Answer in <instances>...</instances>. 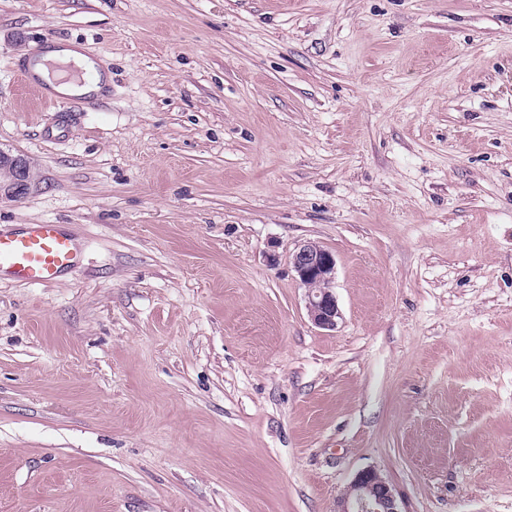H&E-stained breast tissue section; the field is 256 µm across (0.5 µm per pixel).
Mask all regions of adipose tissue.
I'll return each mask as SVG.
<instances>
[{"label":"adipose tissue","mask_w":512,"mask_h":512,"mask_svg":"<svg viewBox=\"0 0 512 512\" xmlns=\"http://www.w3.org/2000/svg\"><path fill=\"white\" fill-rule=\"evenodd\" d=\"M70 63L91 71L94 75L93 81L80 84L61 80L59 72L55 70L56 65ZM32 70L47 88L62 96H98L111 82L108 69L102 63L91 59L75 42L60 43L47 49L34 62Z\"/></svg>","instance_id":"1"}]
</instances>
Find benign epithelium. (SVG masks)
I'll return each mask as SVG.
<instances>
[{"label":"benign epithelium","mask_w":512,"mask_h":512,"mask_svg":"<svg viewBox=\"0 0 512 512\" xmlns=\"http://www.w3.org/2000/svg\"><path fill=\"white\" fill-rule=\"evenodd\" d=\"M31 185L28 161L21 155L0 151V197H14L19 188ZM292 266L302 284L309 288L307 310L312 322L334 329L340 312L332 291L335 274L333 255L308 242L292 255ZM336 512H401L391 486L373 469L359 471L338 500Z\"/></svg>","instance_id":"7a95c632"}]
</instances>
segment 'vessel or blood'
<instances>
[{
	"mask_svg": "<svg viewBox=\"0 0 512 512\" xmlns=\"http://www.w3.org/2000/svg\"><path fill=\"white\" fill-rule=\"evenodd\" d=\"M76 237L59 224L0 227V279L32 285L59 281L79 262Z\"/></svg>",
	"mask_w": 512,
	"mask_h": 512,
	"instance_id": "b4317fda",
	"label": "vessel or blood"
}]
</instances>
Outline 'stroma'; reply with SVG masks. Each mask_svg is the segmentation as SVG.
<instances>
[{
  "label": "stroma",
  "mask_w": 512,
  "mask_h": 512,
  "mask_svg": "<svg viewBox=\"0 0 512 512\" xmlns=\"http://www.w3.org/2000/svg\"><path fill=\"white\" fill-rule=\"evenodd\" d=\"M48 35L112 75L58 141ZM0 150L82 246L0 282V512H512V0H0ZM333 255L308 242L292 255V266L302 284L309 288L307 310L312 322L322 329H335L340 312L332 291L335 274ZM337 503L336 512H401L393 489L373 469L360 470Z\"/></svg>",
  "instance_id": "1"
}]
</instances>
